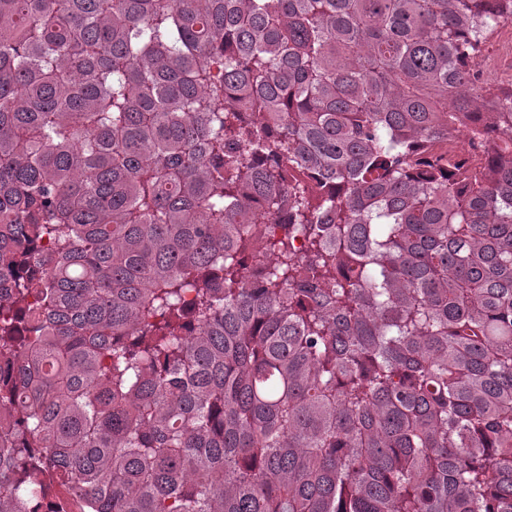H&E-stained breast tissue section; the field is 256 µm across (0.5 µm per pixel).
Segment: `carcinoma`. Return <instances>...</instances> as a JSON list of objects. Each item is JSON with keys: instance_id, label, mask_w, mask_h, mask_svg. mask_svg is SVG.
I'll return each instance as SVG.
<instances>
[{"instance_id": "obj_1", "label": "carcinoma", "mask_w": 512, "mask_h": 512, "mask_svg": "<svg viewBox=\"0 0 512 512\" xmlns=\"http://www.w3.org/2000/svg\"><path fill=\"white\" fill-rule=\"evenodd\" d=\"M508 22L0 0V512H512Z\"/></svg>"}]
</instances>
